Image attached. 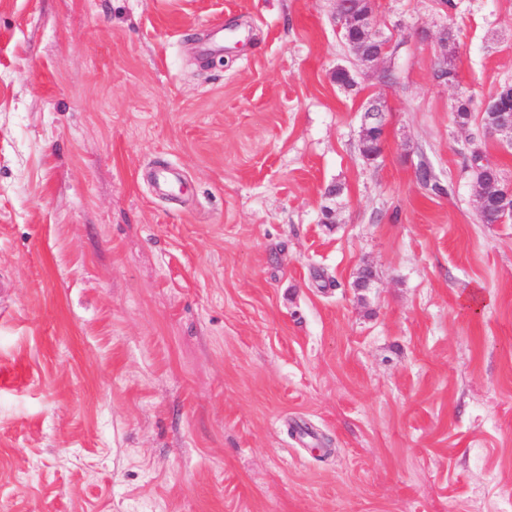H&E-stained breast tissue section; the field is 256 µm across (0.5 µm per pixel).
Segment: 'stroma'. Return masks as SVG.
Instances as JSON below:
<instances>
[{
    "label": "stroma",
    "instance_id": "1",
    "mask_svg": "<svg viewBox=\"0 0 512 512\" xmlns=\"http://www.w3.org/2000/svg\"><path fill=\"white\" fill-rule=\"evenodd\" d=\"M374 10L0 0V512H512V0ZM374 2V1H372ZM370 1H363L362 8L367 11H374V4ZM352 1L350 0H337L336 1V11L335 17L337 19L336 27L338 31H342L343 28L349 29L353 26H361L366 29L373 35L371 37L373 41V45L377 47V49L373 50L371 55V63L368 64V67L375 68L379 65V63L384 59L389 41L383 38L380 34L376 33L375 30V17L374 12L368 13L364 15H359L353 6ZM373 45H368L367 51L373 48ZM485 107L494 112L497 118L488 132L500 136L512 146V111L508 102L495 94L485 102ZM384 104L377 101H369L363 111L361 131L362 137L369 139L373 144V150L367 158V162H375L380 158L384 151L383 134L385 125V109L382 112ZM471 157L470 168L475 182L481 184L484 188L497 190L502 185V178L498 168L494 166H483L480 162L477 165L474 164L483 158L479 150H475ZM492 208L498 209L500 214L512 212L511 185H504L502 188H499L498 195L495 199L491 198L482 187L476 185V209L482 223L495 224L498 221L500 217L498 212H486ZM481 216H483V218H481Z\"/></svg>",
    "mask_w": 512,
    "mask_h": 512
}]
</instances>
